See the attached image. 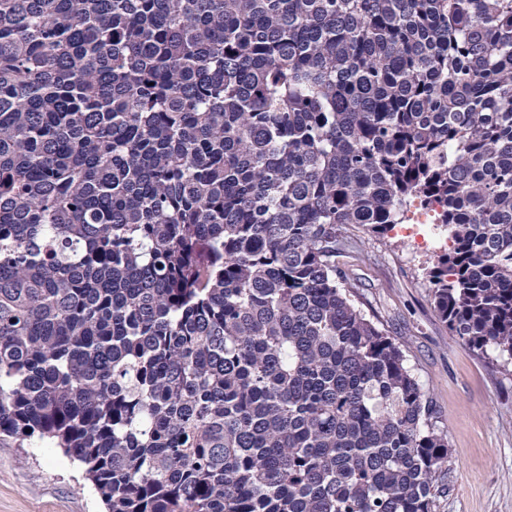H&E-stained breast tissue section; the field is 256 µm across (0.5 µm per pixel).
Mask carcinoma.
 I'll use <instances>...</instances> for the list:
<instances>
[{
    "label": "carcinoma",
    "instance_id": "carcinoma-1",
    "mask_svg": "<svg viewBox=\"0 0 512 512\" xmlns=\"http://www.w3.org/2000/svg\"><path fill=\"white\" fill-rule=\"evenodd\" d=\"M416 199L512 361V0H0V436L108 512H432L447 432L332 261Z\"/></svg>",
    "mask_w": 512,
    "mask_h": 512
}]
</instances>
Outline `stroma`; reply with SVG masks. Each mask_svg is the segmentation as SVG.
Here are the masks:
<instances>
[{"mask_svg":"<svg viewBox=\"0 0 512 512\" xmlns=\"http://www.w3.org/2000/svg\"><path fill=\"white\" fill-rule=\"evenodd\" d=\"M336 256L343 288L401 346L448 434L447 488L433 512H512V364L473 354L434 309L428 272L437 253L412 238L356 230ZM0 512H106L81 465L35 439L0 437Z\"/></svg>","mask_w":512,"mask_h":512,"instance_id":"1","label":"stroma"}]
</instances>
